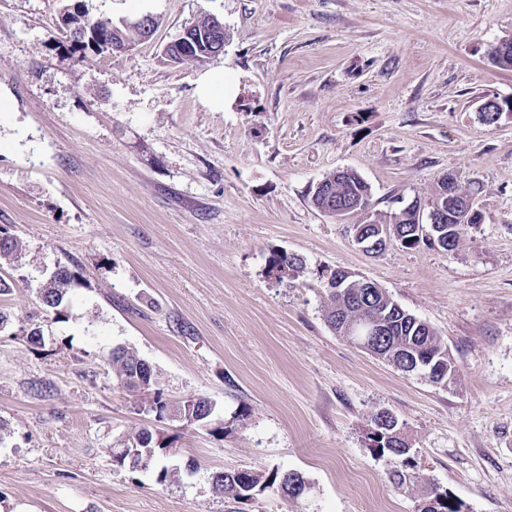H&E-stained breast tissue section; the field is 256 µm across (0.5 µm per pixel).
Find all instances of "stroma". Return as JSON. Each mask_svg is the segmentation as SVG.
<instances>
[{"label":"stroma","instance_id":"stroma-1","mask_svg":"<svg viewBox=\"0 0 512 512\" xmlns=\"http://www.w3.org/2000/svg\"><path fill=\"white\" fill-rule=\"evenodd\" d=\"M68 9L158 26L71 63ZM213 16L222 54L167 61ZM509 39L512 0H0V231L17 244L0 255V512H416L388 479L394 460L366 445L384 410L465 512H512V114H476L512 97V71L488 60ZM213 70L237 86L220 111L196 92ZM343 169L387 216L452 175L483 222L452 253L367 254L311 202ZM274 250L303 269L276 281ZM60 268L72 281L56 321L40 291ZM338 268L433 328L454 382L337 336ZM118 346L168 401L208 398L222 432L144 412L150 393L112 374ZM144 427L171 441L179 483L114 462ZM238 468L296 471L310 490L215 493L211 474Z\"/></svg>","mask_w":512,"mask_h":512}]
</instances>
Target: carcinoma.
I'll return each mask as SVG.
<instances>
[{
	"label": "carcinoma",
	"instance_id": "cac0c4a2",
	"mask_svg": "<svg viewBox=\"0 0 512 512\" xmlns=\"http://www.w3.org/2000/svg\"><path fill=\"white\" fill-rule=\"evenodd\" d=\"M62 20L71 25H81L84 30L77 33H68L73 44L69 59L77 62L79 55L90 49L94 52L104 53L112 51V46L132 47L140 41L149 39L142 27L123 26L121 28L112 25V22L105 19H81V16L70 11L64 12ZM212 20L207 18L193 26L194 34L198 35L199 41L188 52H181L173 48L165 50V55L174 63L185 61L202 62L212 56L216 44L224 40V34L214 31L211 26ZM325 184L336 190L340 197L349 194L363 196L371 193L367 183L355 172L342 171L332 173L323 178ZM400 220L401 230L405 231L404 240L401 246L406 249H416L422 244L429 243V239L422 235H416L409 231L410 224L406 222V212L401 210L393 214L392 220ZM286 265L292 271H299L303 268V261L295 254H288L283 251H274L269 257V266L276 267ZM71 283V275L61 270L57 272L53 280L43 289L42 300L46 307L53 310L54 320L61 319L58 307L64 301L68 292V285ZM376 297L373 299L363 295V289L351 288L345 299H340L335 292L328 291V303L326 306V321L331 329L347 320L362 322L370 316H384L389 326V336L375 341V348L372 355L385 361L395 369L404 371L400 361L402 357H410L415 362L434 358L440 354H448L447 347L441 342L437 333L426 323L417 325V317L406 310H398L393 307V301L381 288L375 289ZM112 365L113 374L120 383L128 388H136L134 383L136 375H141L142 388L151 389L157 385L155 372L148 362L135 353L124 348L112 350L108 356ZM143 410L163 419L169 415H175L187 422L206 423L212 415V404L205 397H191L175 407L162 398L160 391H155L152 400L143 407ZM372 428L394 435L390 439V447L375 448L373 453L384 455L386 453L397 457L400 464L390 474L391 482L398 488H403L422 502L441 496L437 486L430 481H423L416 476L415 469L407 467L405 459L409 456L410 448L404 434L400 433L398 421L385 419L376 416L372 422ZM132 438L141 442L139 449L141 455L150 457L149 466L155 469L156 480L160 484L171 483L178 479V472L163 465L161 459L171 443L154 438L153 432L148 429H141L132 435ZM212 487L215 492L231 496L235 499L242 497V492L247 486L253 488H266L280 482L284 486L306 485L304 476L298 472H284L277 470L268 472H255L250 469H233L216 471L211 477Z\"/></svg>",
	"mask_w": 512,
	"mask_h": 512
}]
</instances>
